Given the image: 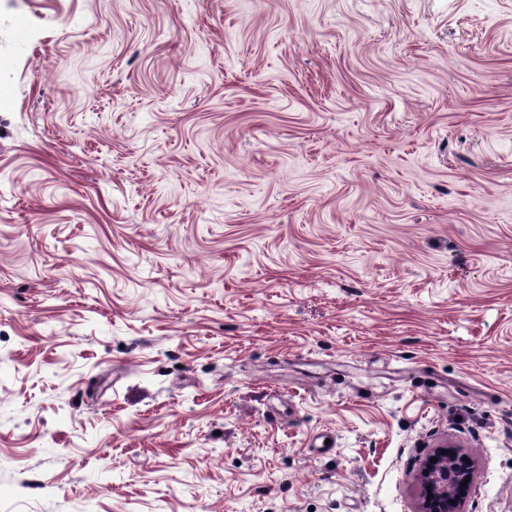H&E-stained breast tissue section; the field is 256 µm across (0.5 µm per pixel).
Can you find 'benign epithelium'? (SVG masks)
<instances>
[{"label":"benign epithelium","instance_id":"benign-epithelium-1","mask_svg":"<svg viewBox=\"0 0 512 512\" xmlns=\"http://www.w3.org/2000/svg\"><path fill=\"white\" fill-rule=\"evenodd\" d=\"M432 456L438 461L425 460L416 475L420 490L417 512H463L471 483L464 487L461 483L471 475V463L459 450L448 446L435 449Z\"/></svg>","mask_w":512,"mask_h":512}]
</instances>
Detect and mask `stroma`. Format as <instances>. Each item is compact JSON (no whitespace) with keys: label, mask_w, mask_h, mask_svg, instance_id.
<instances>
[{"label":"stroma","mask_w":512,"mask_h":512,"mask_svg":"<svg viewBox=\"0 0 512 512\" xmlns=\"http://www.w3.org/2000/svg\"><path fill=\"white\" fill-rule=\"evenodd\" d=\"M445 441L512 512V0H0V512H416Z\"/></svg>","instance_id":"stroma-1"}]
</instances>
